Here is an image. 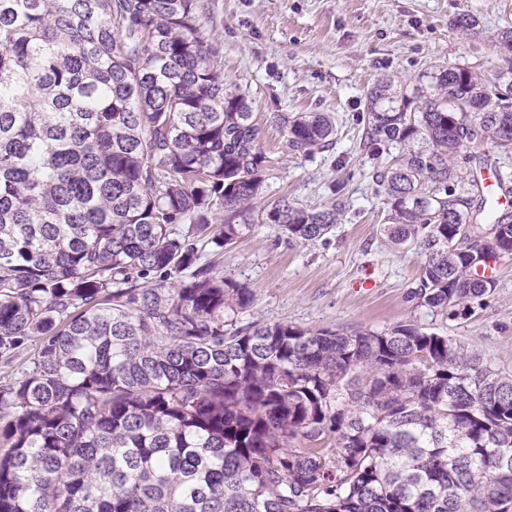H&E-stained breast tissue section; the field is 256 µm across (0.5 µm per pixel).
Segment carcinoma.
I'll return each mask as SVG.
<instances>
[{"mask_svg":"<svg viewBox=\"0 0 512 512\" xmlns=\"http://www.w3.org/2000/svg\"><path fill=\"white\" fill-rule=\"evenodd\" d=\"M205 25L201 0H0V361L24 365L0 512H512V376L413 324L237 325L252 294L204 250L318 240L341 208L253 210L265 127ZM506 63L367 93L363 147H403L374 174L383 235L425 252L411 298L449 318L512 257V212L461 167L512 159ZM272 120L291 155L335 143L330 115Z\"/></svg>","mask_w":512,"mask_h":512,"instance_id":"cac0c4a2","label":"carcinoma"}]
</instances>
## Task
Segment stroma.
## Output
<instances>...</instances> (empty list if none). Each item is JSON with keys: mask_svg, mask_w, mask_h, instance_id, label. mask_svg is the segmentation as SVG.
Returning a JSON list of instances; mask_svg holds the SVG:
<instances>
[{"mask_svg": "<svg viewBox=\"0 0 512 512\" xmlns=\"http://www.w3.org/2000/svg\"><path fill=\"white\" fill-rule=\"evenodd\" d=\"M207 29L221 46L229 87L245 92L265 123L274 160L269 194L308 206L331 203L343 185L338 224L315 242L289 241L259 224L225 247L217 271L249 288L238 325L290 323L311 328L386 331L414 324L448 336L512 375V258L494 266L496 287L468 316L450 319L410 297L426 256L392 247L380 232L383 197L363 150L366 94L382 75L414 83L441 63L492 78L503 68L497 33L512 28V0H204ZM480 21L476 32L451 29L458 15ZM325 112L336 119V143L311 157L281 152L283 130L272 113ZM370 288H363V281Z\"/></svg>", "mask_w": 512, "mask_h": 512, "instance_id": "35a3bbf8", "label": "stroma"}]
</instances>
